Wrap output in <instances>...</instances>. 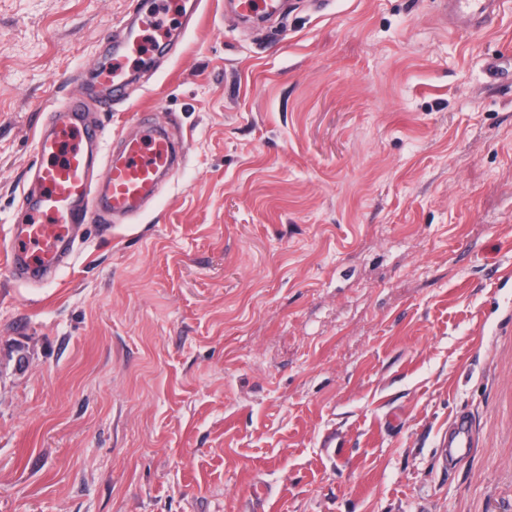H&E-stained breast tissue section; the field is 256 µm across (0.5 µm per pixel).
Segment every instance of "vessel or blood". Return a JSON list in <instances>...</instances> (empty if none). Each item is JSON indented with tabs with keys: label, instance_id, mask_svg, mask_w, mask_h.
<instances>
[{
	"label": "vessel or blood",
	"instance_id": "vessel-or-blood-1",
	"mask_svg": "<svg viewBox=\"0 0 512 512\" xmlns=\"http://www.w3.org/2000/svg\"><path fill=\"white\" fill-rule=\"evenodd\" d=\"M505 0H442L441 18L454 30L486 26ZM97 103L112 108L123 89L121 70L106 67L98 74ZM103 151V132L90 125L82 99L69 100L60 109L51 130L36 141L40 163L33 173L38 186L25 203L23 223L12 227L5 260L22 281L37 282L71 257L72 232L82 224H109L112 216L131 215L156 189L163 175L178 166L177 150L166 126L154 124L131 138L121 139L108 165L101 190L92 188V172ZM474 446L473 424L457 415L448 432L445 452L454 458Z\"/></svg>",
	"mask_w": 512,
	"mask_h": 512
}]
</instances>
